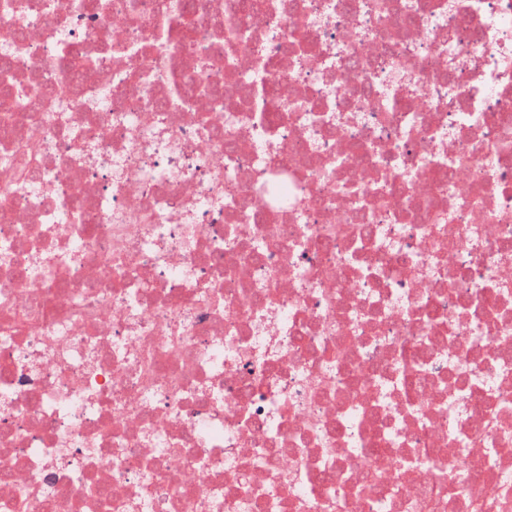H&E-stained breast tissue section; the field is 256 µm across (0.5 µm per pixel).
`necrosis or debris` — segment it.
Listing matches in <instances>:
<instances>
[{
	"mask_svg": "<svg viewBox=\"0 0 512 512\" xmlns=\"http://www.w3.org/2000/svg\"><path fill=\"white\" fill-rule=\"evenodd\" d=\"M100 2L0 0V512H512V0Z\"/></svg>",
	"mask_w": 512,
	"mask_h": 512,
	"instance_id": "4bbe7bcc",
	"label": "necrosis or debris"
}]
</instances>
